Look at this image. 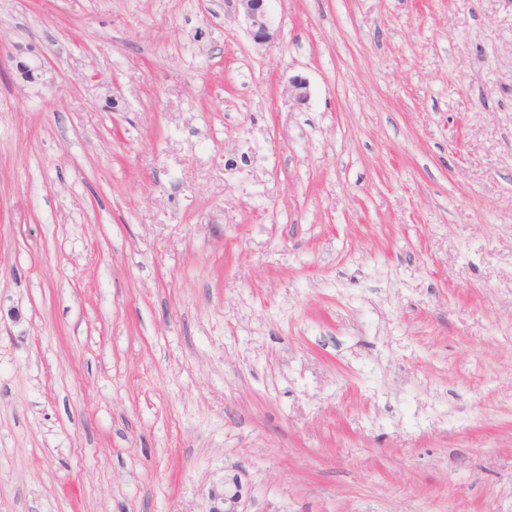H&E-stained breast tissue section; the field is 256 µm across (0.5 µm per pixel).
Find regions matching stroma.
<instances>
[{
  "instance_id": "stroma-1",
  "label": "stroma",
  "mask_w": 512,
  "mask_h": 512,
  "mask_svg": "<svg viewBox=\"0 0 512 512\" xmlns=\"http://www.w3.org/2000/svg\"><path fill=\"white\" fill-rule=\"evenodd\" d=\"M266 8L0 0V512H512V0ZM237 2L250 24V33L254 42L262 45L274 42L276 33L268 23L264 1L237 0Z\"/></svg>"
}]
</instances>
